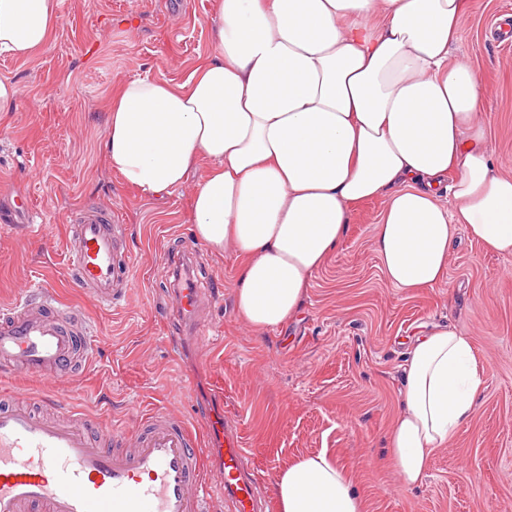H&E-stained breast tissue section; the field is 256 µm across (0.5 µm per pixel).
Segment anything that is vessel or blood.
I'll list each match as a JSON object with an SVG mask.
<instances>
[{"instance_id": "b4317fda", "label": "vessel or blood", "mask_w": 512, "mask_h": 512, "mask_svg": "<svg viewBox=\"0 0 512 512\" xmlns=\"http://www.w3.org/2000/svg\"><path fill=\"white\" fill-rule=\"evenodd\" d=\"M79 250L71 261L75 282L99 302L127 292L131 260L117 247L114 216L82 209L71 225ZM200 287L178 291V311L196 317ZM78 309L56 300H25L0 313V371L36 375L78 371L94 344ZM47 397L28 393L0 409V512H205L204 488H224L231 512H260L249 453L221 410L197 412L195 426L150 415L132 447H113L41 412ZM214 465H207L209 454Z\"/></svg>"}]
</instances>
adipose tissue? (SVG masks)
<instances>
[{"label":"adipose tissue","instance_id":"adipose-tissue-1","mask_svg":"<svg viewBox=\"0 0 512 512\" xmlns=\"http://www.w3.org/2000/svg\"><path fill=\"white\" fill-rule=\"evenodd\" d=\"M209 58L180 83L112 91L103 153L143 195L181 187L197 239L240 258L233 300L257 332L299 309L347 233L351 208L382 199L374 249L405 292L446 277L459 225L512 255V175L496 173L474 72L449 64L469 0H215ZM61 0H0V53L25 59L60 24ZM449 193L445 206L441 193ZM487 369L453 328L416 340L386 439L404 487L470 417ZM280 512H366L326 452L278 473Z\"/></svg>","mask_w":512,"mask_h":512}]
</instances>
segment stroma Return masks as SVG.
Segmentation results:
<instances>
[{
    "instance_id": "stroma-1",
    "label": "stroma",
    "mask_w": 512,
    "mask_h": 512,
    "mask_svg": "<svg viewBox=\"0 0 512 512\" xmlns=\"http://www.w3.org/2000/svg\"><path fill=\"white\" fill-rule=\"evenodd\" d=\"M63 19L25 60L0 54V80L22 90L0 112V209L26 199L20 222L0 223V306L44 291L80 308L96 348L76 375L0 376V389L37 392L88 415L91 432L131 435L146 414L194 418L221 399L250 453L264 512L289 460L327 451L349 471L367 512H512V256L466 232L439 286L389 285L372 239L382 203L356 205L348 231L318 269L297 314L258 334L236 314L238 260L193 233L190 199L206 169L145 196L107 168L108 104L119 82L183 81L212 50L214 0H62ZM512 0H472L451 63H467L484 102L486 147L512 173V37L497 33ZM117 213L133 278L112 305L78 288L67 269L72 212ZM198 258L208 289L197 336L175 310L171 259ZM453 327L487 368L471 417L435 454L421 485L404 488L385 452L415 337Z\"/></svg>"
}]
</instances>
